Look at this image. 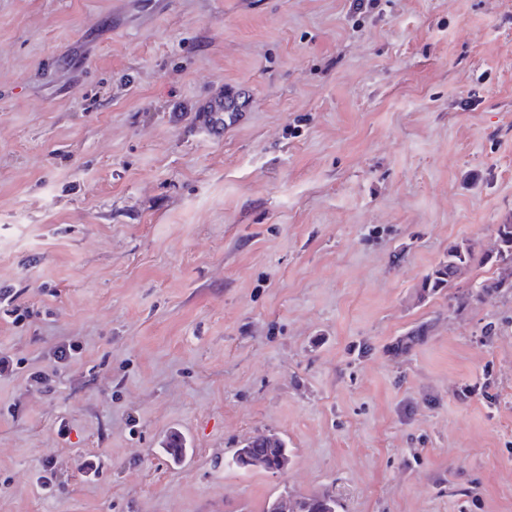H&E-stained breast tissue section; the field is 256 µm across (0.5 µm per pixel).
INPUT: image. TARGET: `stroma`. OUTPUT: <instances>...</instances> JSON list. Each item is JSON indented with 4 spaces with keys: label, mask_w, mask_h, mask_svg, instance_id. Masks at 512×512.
Wrapping results in <instances>:
<instances>
[{
    "label": "stroma",
    "mask_w": 512,
    "mask_h": 512,
    "mask_svg": "<svg viewBox=\"0 0 512 512\" xmlns=\"http://www.w3.org/2000/svg\"><path fill=\"white\" fill-rule=\"evenodd\" d=\"M507 216L512 0H0V512H512ZM497 238L501 239L505 242H507V240H504V239H508V244L502 246L501 249L499 251H497L494 255H491V257H489L490 255L485 254V252H484L481 256V259H479V260L482 261L483 258L487 261L493 260L494 262H496L497 265L500 266V268L508 267V266L512 267V224H511V222H510V224H501L498 226ZM498 239L495 238L494 245L490 249V252L495 251L498 248V246H499ZM460 255L455 254L451 249L448 251V257L438 263L431 274H428L423 282V292L435 294L439 289L449 288L453 282L454 261L464 256L467 261L473 262L477 259V252L474 245L461 247ZM503 290H512V280H503L500 278V276H498L497 278L480 282L474 288L468 289L466 293L455 297V299L459 302V304H464L467 303L470 299L480 296L481 294L488 292L501 293ZM272 436L275 439L271 444L266 445V448H264L262 443L254 444L250 439L246 440L241 447L235 451L232 457L237 456L243 464H235L233 466L239 469H248L249 465L246 463L250 460H260L265 464L266 468L275 469L273 471L274 473L283 472L287 468V465H280V463L289 460L290 452L283 439L274 435ZM234 460H236V458H234Z\"/></svg>",
    "instance_id": "obj_1"
}]
</instances>
